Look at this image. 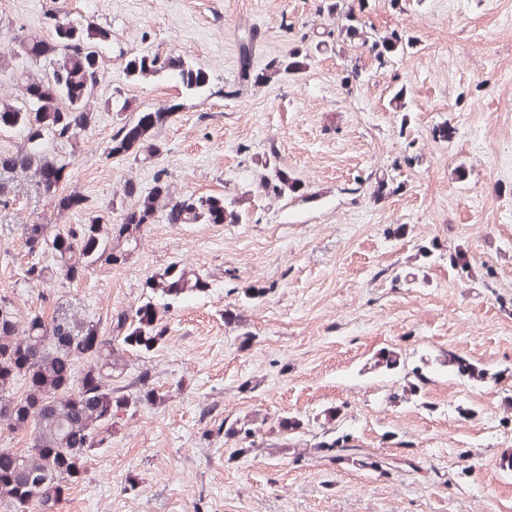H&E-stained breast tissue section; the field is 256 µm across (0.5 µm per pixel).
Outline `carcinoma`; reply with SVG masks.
I'll use <instances>...</instances> for the list:
<instances>
[{"instance_id":"1","label":"carcinoma","mask_w":512,"mask_h":512,"mask_svg":"<svg viewBox=\"0 0 512 512\" xmlns=\"http://www.w3.org/2000/svg\"><path fill=\"white\" fill-rule=\"evenodd\" d=\"M318 10L337 21V30H328L327 36L343 39L358 34L354 9L341 4V0H320ZM109 38L102 29L57 21L49 41L31 44L20 39L30 62L49 67L55 80L31 99L28 93L44 83V78L29 79L22 86L21 101L0 102V129H20L26 137L24 149L0 150V173L26 174L58 213L82 208L85 197L75 190L65 191L70 176L66 172L68 164L51 158L45 143L49 139L75 143L88 132L94 122L89 101L104 75L97 62L99 48ZM360 38L361 46L371 45L378 60L385 62L386 51L392 46L381 50L377 43L369 42V37L362 34ZM307 60L306 55L300 60H272L267 70L271 74L296 72L307 65ZM122 63L128 77L171 76L189 94L201 91L207 83L205 71L184 64L174 55L161 58L140 53L124 58ZM170 111L169 107L148 112L132 125L119 126L107 155L129 153L150 128L167 121ZM168 195L167 171L159 169L147 191L131 181L124 183L123 197L132 200V205L122 210L121 224L116 228L101 230L97 217L65 229L37 222L23 226L24 243L30 251L35 247L54 250L61 258L56 274L73 281L102 260L118 261L119 255L112 250V236L131 235L142 225L154 223L161 198L168 199L166 220L170 224H243L250 220V212L236 209L234 198L188 195L170 199ZM205 287L203 276H191L176 265L149 276L147 296L134 311L118 316V337L106 336L96 324H80L64 314L47 317L34 312L21 323L12 303L0 297V430L29 428L32 433L27 453H16L7 461L0 456L3 512H50L79 482L93 453L112 444V429L123 415L134 414L141 405L161 402L163 395L150 386L146 373L130 382L138 388L134 396L126 392L127 386L112 383V342L133 355L151 352L165 341L159 309L171 307L187 289ZM81 358L85 363L78 371L75 362ZM303 425V420L281 414L223 422L218 430L224 431V438L236 442V455L266 447L286 456L291 437ZM348 440L347 436L329 437L313 444V448L336 451L333 461L368 466L362 449L348 445Z\"/></svg>"}]
</instances>
